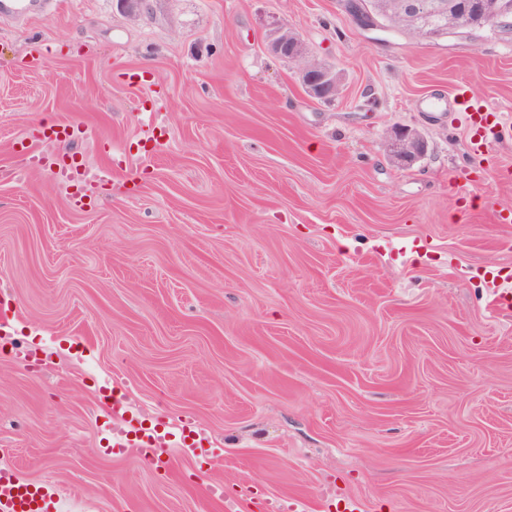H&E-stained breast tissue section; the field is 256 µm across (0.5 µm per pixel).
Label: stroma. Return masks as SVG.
Wrapping results in <instances>:
<instances>
[{"mask_svg":"<svg viewBox=\"0 0 512 512\" xmlns=\"http://www.w3.org/2000/svg\"><path fill=\"white\" fill-rule=\"evenodd\" d=\"M0 11V467L57 512H512V33L370 39L341 0H44ZM292 27L340 91L312 101ZM47 58L35 68L38 51ZM396 126L422 133L409 167ZM65 127L68 137H54ZM110 176L60 183L62 157ZM125 430L202 445L173 470ZM267 46L275 56L297 64V79L311 98L330 100L336 96L339 86L336 69L309 59L304 42L294 31L283 26L273 29L268 35ZM449 103L471 131V149L475 153L489 151L506 131H511L510 121L488 104L474 99L463 86L455 90ZM426 150V140L419 131L408 127L392 129L389 137V155L393 161L411 166L425 155ZM165 438L166 435L162 436L157 432L144 433L139 437L138 443H134L131 439H126V441L123 439H117L113 444V447L117 448L119 452L124 451V449L128 447H137L135 450L140 454L142 460L151 464H157L160 463V461L155 458V443L158 440L164 441Z\"/></svg>","mask_w":512,"mask_h":512,"instance_id":"obj_1","label":"stroma"}]
</instances>
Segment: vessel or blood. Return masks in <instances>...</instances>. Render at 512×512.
<instances>
[{"instance_id": "vessel-or-blood-1", "label": "vessel or blood", "mask_w": 512, "mask_h": 512, "mask_svg": "<svg viewBox=\"0 0 512 512\" xmlns=\"http://www.w3.org/2000/svg\"><path fill=\"white\" fill-rule=\"evenodd\" d=\"M449 103L471 132L473 152L489 151L506 131L512 130L511 122L488 104L474 99L465 87H458ZM50 505L49 494L21 482L11 471L0 469V512H48Z\"/></svg>"}]
</instances>
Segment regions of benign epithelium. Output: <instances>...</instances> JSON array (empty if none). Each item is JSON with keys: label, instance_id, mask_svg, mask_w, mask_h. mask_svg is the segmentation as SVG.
I'll return each instance as SVG.
<instances>
[{"label": "benign epithelium", "instance_id": "benign-epithelium-1", "mask_svg": "<svg viewBox=\"0 0 512 512\" xmlns=\"http://www.w3.org/2000/svg\"><path fill=\"white\" fill-rule=\"evenodd\" d=\"M152 0H117L120 11L136 17L150 9ZM347 13L364 32L383 30L376 16L353 0H343ZM400 14L413 21L421 31L424 19L434 13H448L449 37L468 36L479 26H501L512 31V0H395ZM268 50L275 56L297 64L296 76L306 93L316 100L336 96L339 78L336 69L309 59L308 50L294 31L280 26L268 35ZM427 143L421 133L408 127H395L389 137L390 158L411 166L422 158Z\"/></svg>", "mask_w": 512, "mask_h": 512}]
</instances>
